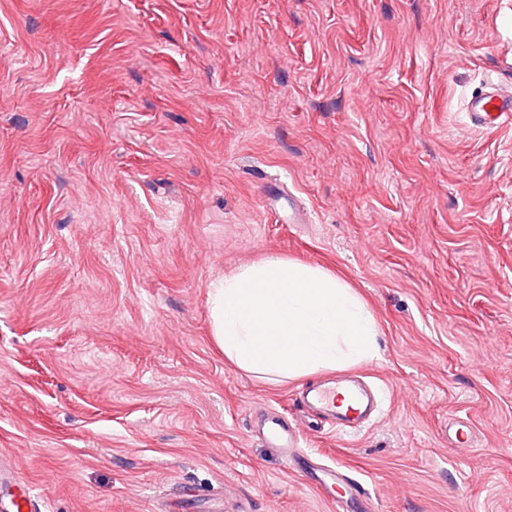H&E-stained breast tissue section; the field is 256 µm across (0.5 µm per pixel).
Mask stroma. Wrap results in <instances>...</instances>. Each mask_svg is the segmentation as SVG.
Instances as JSON below:
<instances>
[{"instance_id": "1", "label": "stroma", "mask_w": 512, "mask_h": 512, "mask_svg": "<svg viewBox=\"0 0 512 512\" xmlns=\"http://www.w3.org/2000/svg\"><path fill=\"white\" fill-rule=\"evenodd\" d=\"M512 0H0V457L47 512H512ZM300 200L308 220L270 208ZM277 256L357 292L373 359L230 363L212 284ZM357 373L378 417L305 410ZM469 422L456 448L448 428ZM343 474L335 500L315 487ZM469 123L478 129L501 128L512 124V91H503L490 82L480 94L468 99L466 105ZM266 437L281 448H289V456L296 461L302 456L304 440L301 430L292 420L287 424L281 417L271 415L265 421Z\"/></svg>"}]
</instances>
